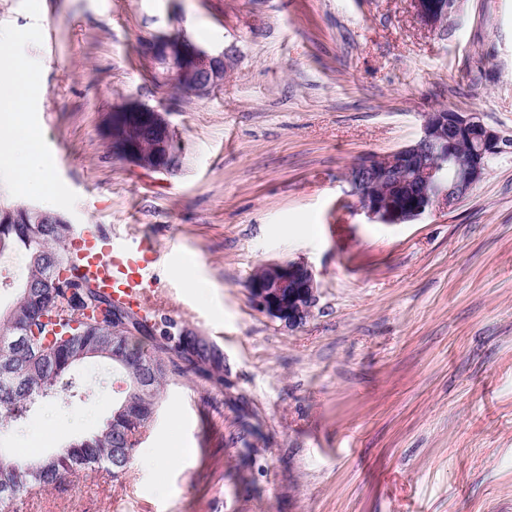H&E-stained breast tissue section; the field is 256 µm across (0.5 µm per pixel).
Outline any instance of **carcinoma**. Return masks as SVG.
<instances>
[{
    "mask_svg": "<svg viewBox=\"0 0 512 512\" xmlns=\"http://www.w3.org/2000/svg\"><path fill=\"white\" fill-rule=\"evenodd\" d=\"M0 224V257L17 254L25 271L15 286V299L0 311V351L11 352L21 364L18 377L0 371V428L9 431L25 422L38 405L54 397L58 386L82 364L104 361L112 366V410L97 431L78 437L51 454L20 459L0 452V481L17 499L38 488L48 490L63 479L86 470L103 469L112 475L126 473L142 436L150 430L164 387L179 371L177 360L190 361L187 351L201 362L198 370L224 384L223 359L204 336L173 332L169 325L139 322L140 333L159 338L148 351L116 335L112 309L97 316L102 301L98 288L69 275L53 288L41 284L52 258L69 262L67 224ZM145 369L152 382L138 390L134 382ZM31 468L39 470L32 479Z\"/></svg>",
    "mask_w": 512,
    "mask_h": 512,
    "instance_id": "cac0c4a2",
    "label": "carcinoma"
}]
</instances>
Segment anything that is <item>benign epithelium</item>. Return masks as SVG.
<instances>
[{
	"label": "benign epithelium",
	"mask_w": 512,
	"mask_h": 512,
	"mask_svg": "<svg viewBox=\"0 0 512 512\" xmlns=\"http://www.w3.org/2000/svg\"><path fill=\"white\" fill-rule=\"evenodd\" d=\"M418 17L438 27L457 0H413ZM148 51L172 68L174 85L205 93L224 82L229 55L199 48L185 38H161ZM112 137L120 154L147 172L175 165L174 135L153 107L131 102L112 114ZM512 140L486 124L478 112H429L419 135L384 156L354 162L345 178L369 221L408 224L435 208H450L483 178L490 161ZM31 206H0L1 224H27ZM319 285L304 260L271 262L248 283L253 306L288 329L302 325L318 301Z\"/></svg>",
	"instance_id": "obj_1"
}]
</instances>
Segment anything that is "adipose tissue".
<instances>
[{
	"mask_svg": "<svg viewBox=\"0 0 512 512\" xmlns=\"http://www.w3.org/2000/svg\"><path fill=\"white\" fill-rule=\"evenodd\" d=\"M10 50L0 44V170L13 174L32 193L46 194L50 188L42 156L22 151L18 130L19 112L24 111L30 89L22 72L12 70Z\"/></svg>",
	"mask_w": 512,
	"mask_h": 512,
	"instance_id": "ef3b65f1",
	"label": "adipose tissue"
}]
</instances>
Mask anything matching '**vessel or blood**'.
Instances as JSON below:
<instances>
[{"instance_id":"b4317fda","label":"vessel or blood","mask_w":512,"mask_h":512,"mask_svg":"<svg viewBox=\"0 0 512 512\" xmlns=\"http://www.w3.org/2000/svg\"><path fill=\"white\" fill-rule=\"evenodd\" d=\"M71 250L78 259L80 274L113 300L142 316L160 310L162 297L156 282L160 256L151 236L136 237L119 231L109 235L77 232Z\"/></svg>"}]
</instances>
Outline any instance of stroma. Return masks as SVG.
I'll return each instance as SVG.
<instances>
[{
    "label": "stroma",
    "mask_w": 512,
    "mask_h": 512,
    "mask_svg": "<svg viewBox=\"0 0 512 512\" xmlns=\"http://www.w3.org/2000/svg\"><path fill=\"white\" fill-rule=\"evenodd\" d=\"M173 35L227 52L223 85L177 90L144 49ZM1 36L35 79L22 122L53 199L4 174L0 204L152 236L166 317L224 356L223 384L172 376L125 475L11 512H512V147L410 224L367 223L344 177L438 109L512 139V0H460L436 29L412 0H0ZM129 102L169 122L173 170L116 154ZM299 258L319 298L291 330L247 285ZM73 376L79 397L59 389L1 442L49 452L98 428L112 368ZM149 448L180 456L155 470Z\"/></svg>",
    "instance_id": "obj_1"
}]
</instances>
